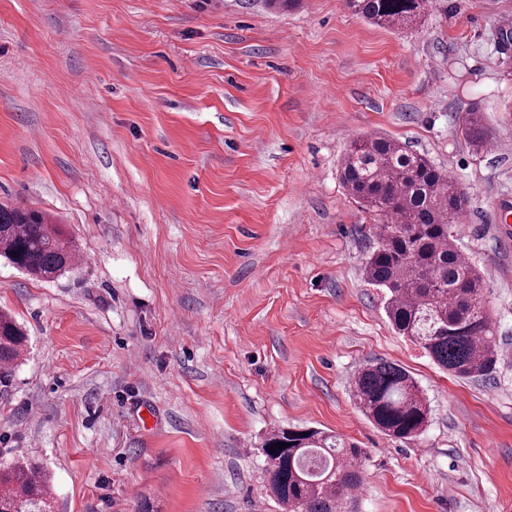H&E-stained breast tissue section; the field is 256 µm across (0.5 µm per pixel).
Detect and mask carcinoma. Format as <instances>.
<instances>
[{"label":"carcinoma","instance_id":"obj_1","mask_svg":"<svg viewBox=\"0 0 512 512\" xmlns=\"http://www.w3.org/2000/svg\"><path fill=\"white\" fill-rule=\"evenodd\" d=\"M346 6L380 27L418 21L428 0H345ZM467 143H488L482 115L459 118ZM340 180L356 202L376 213L377 245L365 259L368 281L385 294L395 332L419 345L442 369L468 379L493 372L498 362L495 328L483 304L488 281L456 244L455 219L469 198L455 180L409 146L377 133L346 146ZM0 256L16 268L52 279L71 268L77 253L58 225L38 211L0 205ZM25 333L0 311V379L7 378ZM358 408L395 440L422 435L430 407L418 382L397 364L368 361L353 381ZM288 444L270 452L274 444ZM271 493L285 512H349L362 482L365 452L315 428H279L261 445ZM52 512L42 467L17 461L0 470V510Z\"/></svg>","mask_w":512,"mask_h":512}]
</instances>
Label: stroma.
I'll return each mask as SVG.
<instances>
[{"mask_svg": "<svg viewBox=\"0 0 512 512\" xmlns=\"http://www.w3.org/2000/svg\"><path fill=\"white\" fill-rule=\"evenodd\" d=\"M373 131L469 196L491 375L443 372L364 278L378 218L338 168ZM506 201L512 0H429L398 29L345 0H0V203L47 213L81 256L51 281L0 257V309L28 334L0 382V465L37 460L56 512H282L259 448L307 426L366 451L358 512H512ZM372 359L424 390L417 440L357 407ZM459 123L467 143L474 150L479 151L486 147L488 138L480 112H465L459 118Z\"/></svg>", "mask_w": 512, "mask_h": 512, "instance_id": "stroma-1", "label": "stroma"}]
</instances>
